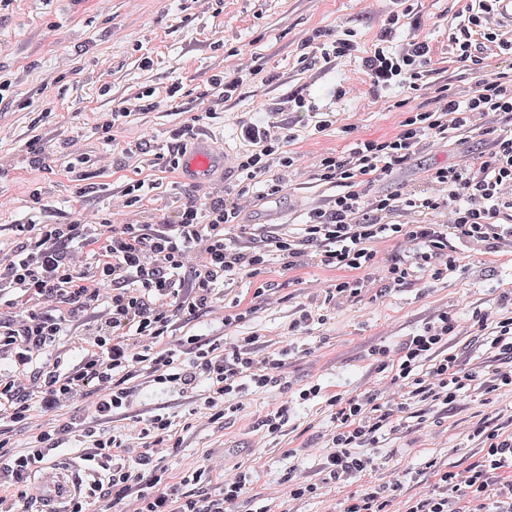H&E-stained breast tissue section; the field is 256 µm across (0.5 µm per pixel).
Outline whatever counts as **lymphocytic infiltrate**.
Segmentation results:
<instances>
[{"label":"lymphocytic infiltrate","mask_w":512,"mask_h":512,"mask_svg":"<svg viewBox=\"0 0 512 512\" xmlns=\"http://www.w3.org/2000/svg\"><path fill=\"white\" fill-rule=\"evenodd\" d=\"M480 24L479 15H469L467 26L453 37L460 60L483 73L472 94L463 99L442 87L438 107L406 110L396 135L359 138L347 153L322 156L317 162L319 179L338 186L339 192L329 208L312 210L297 234L272 229L254 246L231 239L226 229L239 223L240 213L229 194L212 199L182 196L156 224H115L107 219L98 227L80 219L46 224L36 218L16 225L19 242L9 259L0 260V300L11 308L24 307L25 313L0 320V356L10 359L18 372L25 370L46 355L69 323L80 320L87 323L90 348L73 366L53 362L36 388L26 387L19 376L1 378L0 417L19 424L27 420L32 404L52 412L89 395L96 416L108 419L130 403L134 379L146 373L161 389L183 393L207 380L212 394L205 405L213 420L223 419L226 396L281 383L282 352L256 354L252 336L221 351L210 341L190 336L186 343L192 356L184 361L171 349L151 355L148 344L167 336L177 313L210 311L226 277L256 274L274 260L282 269L296 268L314 247L321 266L341 273L334 286L337 295L355 298L365 286L364 272L375 262L372 244L377 238L404 236L415 243L410 258L394 259L387 268L389 285L398 288L417 275L447 277L456 268L459 246H511L512 195L505 193L512 187L511 129L497 133L492 148L470 166L431 169L428 182L445 186L446 194L368 198L361 191L362 185L400 169L422 142L447 139L452 130H470L474 115L495 112L512 119V76L493 72L492 62L472 53L471 30ZM429 62L430 46L422 40L395 52L375 45L363 67L374 87L397 83L413 92ZM240 135L254 149L239 157V173L246 181L263 184L264 195L280 193L281 184L267 181L266 175L272 168L295 164L297 156L288 149L291 135L272 134L262 122L243 125ZM406 208L452 210L454 230L444 232L437 224L382 223V216ZM457 328V319L445 311L406 337L397 352L382 347L374 354L390 359L395 380L409 385L408 397H430L450 406L475 378L447 348ZM134 337L146 339V346L134 350ZM488 343L505 362L504 368L492 372L491 387L512 391L511 317L497 322ZM426 359L433 365L429 373H419ZM328 404L336 433L321 468L325 482L340 484L370 474L376 459L365 447L384 425L398 419L404 403L336 394ZM141 433L152 437L151 448L127 447L122 439L96 433L76 418L38 434L27 454L11 458L5 469L0 512H12L4 487H22L29 471L75 436L92 439L95 451L87 460L104 471L113 502L137 494L140 512H225L247 494L250 475L244 470L218 494L197 498L179 493L153 459L155 447L172 439L169 418L152 416ZM475 434L486 442L482 460L462 474L433 467L431 493L410 500L405 512H460V495L467 497L471 512H512V435L484 427Z\"/></svg>","instance_id":"lymphocytic-infiltrate-1"}]
</instances>
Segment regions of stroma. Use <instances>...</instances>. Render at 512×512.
<instances>
[{"mask_svg": "<svg viewBox=\"0 0 512 512\" xmlns=\"http://www.w3.org/2000/svg\"><path fill=\"white\" fill-rule=\"evenodd\" d=\"M476 0H406L392 48L415 39L426 40L431 62L416 94L403 88H373L364 73L361 53L374 44L392 9L391 0H13L0 12V75L16 79L12 93L0 101V249L17 242L14 227L40 210L49 224L69 223L74 212L87 217L112 211L125 224H153L172 210L191 184L155 163L170 130L196 121V131L210 135L217 149L238 157L247 145L239 123L272 120L295 135L291 145L299 157L283 178L282 192L259 199L257 188L242 191L236 168L225 174L224 189L242 191L241 223L232 237L250 244L264 226L275 224L286 233L297 231L313 206H327L336 187L317 176L316 162L326 153H344L358 138L392 136L402 115L397 105L410 99L413 107L436 108L438 90L449 86L458 95L471 94L481 78L471 63L459 61L449 37L457 32ZM353 35L359 53L330 59L313 56L305 39L313 31ZM151 65H143V57ZM240 69L244 83L237 96L202 99L207 79ZM180 85L175 101L153 112L135 111L138 93L164 95ZM301 98L320 110L335 112L337 122L322 133L312 130L300 113L285 111L289 99ZM130 107L127 123L113 130L105 144L100 126L111 110ZM469 133L449 131L447 140L423 143L390 177L363 186L365 196L426 189L429 168L465 163L491 146L490 130L512 127L497 114L477 117ZM149 139L148 153L131 156L124 143ZM89 158L100 159L94 180L67 172L59 155L65 144ZM135 179L157 184L140 207L123 205L122 191ZM109 184L110 194L89 192L90 182ZM377 263L366 273L367 286L358 298L334 297L337 273L308 262L293 270L271 264L259 278L234 276L224 281L223 297L202 315L179 313L157 351L179 349L189 336L214 339L231 346L240 337H258L271 350L288 349L281 385L230 397L234 410L215 422L203 401L208 383L178 395L159 390L148 376L137 381L132 407L109 422L96 418L85 399H75L55 413L34 409L29 425L0 420L7 456L30 445L33 430L53 431L69 417L84 419L107 431L134 434L139 422L156 414L170 418L180 442L155 459L168 476L179 478L198 468L209 477L183 486L186 494L210 495L221 489L237 467L251 473L247 498L232 512H342L348 497L373 485L395 486L392 512H403L406 501L428 492L433 476L428 462L454 471L466 470L481 458L483 445L474 430L483 424L512 433V392L487 391L483 380L500 362L486 343L492 324L477 321L480 313L512 314L501 304L512 291V250L468 246L460 251L457 270L441 280L417 277L402 288L390 287L385 271L391 261L409 254L408 240L387 238L374 245ZM268 283L267 299L254 301L258 282ZM251 309L246 321L225 325L224 311L234 303ZM313 322L291 331L302 310ZM459 321L448 340L478 378L451 408L437 401L410 403L404 423L383 429L374 454L375 471L362 480L327 483L320 471L336 428L326 398L334 393H396L391 370L372 356L378 347L397 350L406 336L432 321L441 311ZM317 383L323 396L302 401L300 389ZM287 394L288 421L280 432L258 429L268 404ZM415 480L402 479L403 471ZM315 484L314 494L295 500L288 476Z\"/></svg>", "mask_w": 512, "mask_h": 512, "instance_id": "stroma-1", "label": "stroma"}]
</instances>
